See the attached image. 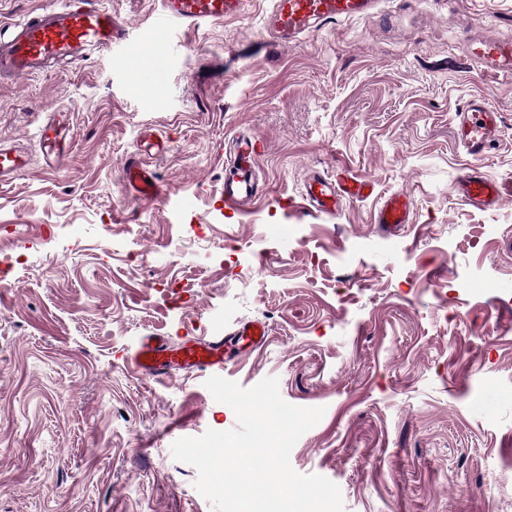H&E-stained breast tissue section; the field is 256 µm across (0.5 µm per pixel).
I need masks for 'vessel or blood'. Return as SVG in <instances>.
Wrapping results in <instances>:
<instances>
[{
  "label": "vessel or blood",
  "instance_id": "vessel-or-blood-1",
  "mask_svg": "<svg viewBox=\"0 0 512 512\" xmlns=\"http://www.w3.org/2000/svg\"><path fill=\"white\" fill-rule=\"evenodd\" d=\"M245 0H162V14L156 34L167 35L173 26L197 29L208 23L240 15ZM381 0H273L265 20L269 33L283 42L298 41L304 35L329 23L370 18L378 13ZM112 49L124 62H132L138 46L127 28L102 0H68L67 4L28 14L0 25V80L41 74L58 62L88 60L101 51ZM469 58L481 74L489 76L512 71V37L481 36L466 41ZM63 111L45 116L39 130V148L43 166L58 168L67 156L71 138ZM502 132L499 112L483 99H470L456 114V143L473 158L483 157ZM260 151L257 143L242 139L235 145L234 157L224 168V207L240 211L245 200L255 195V170ZM30 167L28 153L16 146L0 143V183L25 173ZM124 183L139 197L154 201L167 197V191L152 170L142 162L124 168ZM374 186L370 180L356 177L345 169L335 176L317 174L305 185L304 204L318 213L336 212L341 200L369 197ZM456 190L468 205L492 209L512 197V180L487 179L476 167L464 169ZM408 196L394 194L379 209V224H405L410 220ZM268 336L265 323L243 325L233 338L212 336L188 339L178 345L160 336L141 337L127 362L139 375L168 377L173 367L200 373L223 370L235 357L261 348Z\"/></svg>",
  "mask_w": 512,
  "mask_h": 512
}]
</instances>
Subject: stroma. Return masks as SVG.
I'll list each match as a JSON object with an SVG mask.
<instances>
[{
    "mask_svg": "<svg viewBox=\"0 0 512 512\" xmlns=\"http://www.w3.org/2000/svg\"><path fill=\"white\" fill-rule=\"evenodd\" d=\"M147 42L160 0H106ZM271 0L174 29L150 45L165 77L109 52L0 85V140L38 146L45 113L71 112L65 164L0 186V512H213L173 443L236 426L206 377H141L139 337L266 344L225 366L249 388L325 407L295 444L301 474L338 485L345 512H512V198L464 204L476 164L512 179V76L483 77L466 36L512 35V0H384L395 23L329 24L291 44L264 27ZM501 112L480 159L457 147L471 97ZM173 199L129 193L145 129ZM260 139L258 196L227 216L236 134ZM345 166L374 185L337 214L287 209L305 176ZM409 224L382 232L383 199ZM186 207H176V200ZM272 224L293 230L288 241ZM411 201L404 194H394L388 197L377 212L375 224H409Z\"/></svg>",
    "mask_w": 512,
    "mask_h": 512,
    "instance_id": "obj_1",
    "label": "stroma"
}]
</instances>
